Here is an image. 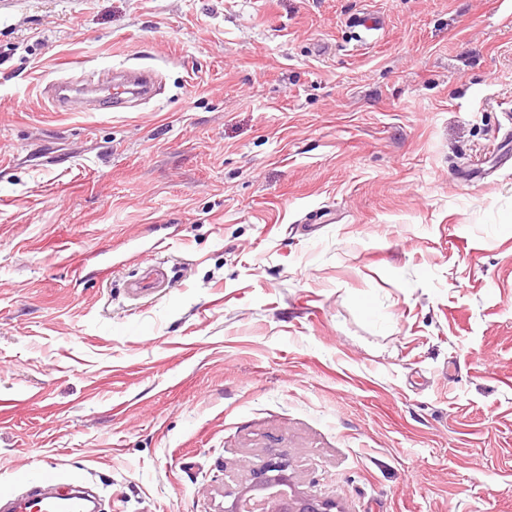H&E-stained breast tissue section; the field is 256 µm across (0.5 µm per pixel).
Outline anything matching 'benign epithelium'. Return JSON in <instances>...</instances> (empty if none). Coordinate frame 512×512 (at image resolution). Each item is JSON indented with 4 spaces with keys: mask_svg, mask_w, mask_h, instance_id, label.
<instances>
[{
    "mask_svg": "<svg viewBox=\"0 0 512 512\" xmlns=\"http://www.w3.org/2000/svg\"><path fill=\"white\" fill-rule=\"evenodd\" d=\"M281 456L250 469V478L235 492L224 512H344L336 500L299 490Z\"/></svg>",
    "mask_w": 512,
    "mask_h": 512,
    "instance_id": "obj_1",
    "label": "benign epithelium"
}]
</instances>
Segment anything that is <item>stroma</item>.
I'll return each mask as SVG.
<instances>
[{
    "label": "stroma",
    "instance_id": "obj_1",
    "mask_svg": "<svg viewBox=\"0 0 512 512\" xmlns=\"http://www.w3.org/2000/svg\"><path fill=\"white\" fill-rule=\"evenodd\" d=\"M510 7L0 0V495L222 512L276 455L345 512H512ZM127 65L155 99L44 94ZM165 274L159 269H152L130 284L129 294L134 299L155 295L165 287Z\"/></svg>",
    "mask_w": 512,
    "mask_h": 512
}]
</instances>
